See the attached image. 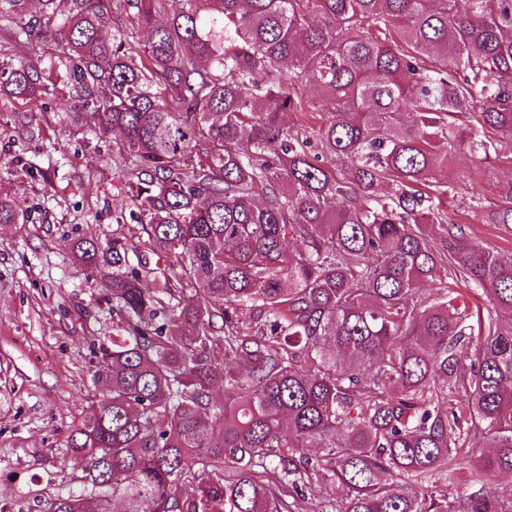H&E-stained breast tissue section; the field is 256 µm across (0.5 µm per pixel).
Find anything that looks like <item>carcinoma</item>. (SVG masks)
I'll use <instances>...</instances> for the list:
<instances>
[{
  "instance_id": "1",
  "label": "carcinoma",
  "mask_w": 512,
  "mask_h": 512,
  "mask_svg": "<svg viewBox=\"0 0 512 512\" xmlns=\"http://www.w3.org/2000/svg\"><path fill=\"white\" fill-rule=\"evenodd\" d=\"M47 37L123 134L148 250L69 246L113 324L67 440L82 488L52 512H292L314 479L341 487L337 512H512L458 495L512 473V261L425 206L448 151L498 160L512 140V0H41L0 46L23 129L46 88L26 50ZM470 208L512 224V182ZM23 220L0 193V224Z\"/></svg>"
}]
</instances>
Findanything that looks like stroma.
<instances>
[{"label":"stroma","mask_w":512,"mask_h":512,"mask_svg":"<svg viewBox=\"0 0 512 512\" xmlns=\"http://www.w3.org/2000/svg\"><path fill=\"white\" fill-rule=\"evenodd\" d=\"M51 80L28 133L14 123L20 101L0 91V191L25 215L24 223L0 224V512H49L83 474L67 438L100 394L89 345L111 335L112 315L68 241L145 239L140 224L112 221L114 211L134 209L112 160L115 134L78 109L60 73ZM511 180L512 167L461 150L432 204L464 228L470 245L512 260V225L485 223L469 208L474 196L493 206Z\"/></svg>","instance_id":"obj_1"}]
</instances>
